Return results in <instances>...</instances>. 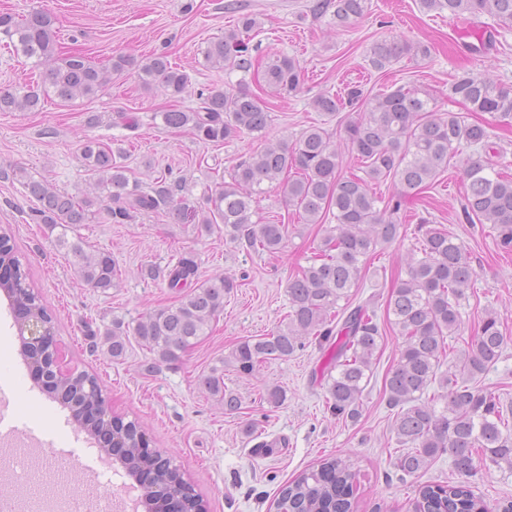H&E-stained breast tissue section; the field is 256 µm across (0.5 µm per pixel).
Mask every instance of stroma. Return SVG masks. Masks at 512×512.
Instances as JSON below:
<instances>
[{"instance_id": "35a3bbf8", "label": "stroma", "mask_w": 512, "mask_h": 512, "mask_svg": "<svg viewBox=\"0 0 512 512\" xmlns=\"http://www.w3.org/2000/svg\"><path fill=\"white\" fill-rule=\"evenodd\" d=\"M312 2L0 0V12L25 15L42 10L52 15L57 50L81 51L100 66L116 53L141 60L164 52L191 77L188 92L175 102L161 87H144L136 72L128 70L113 76L91 100L64 104L51 97L37 112H1L0 170L22 167L70 195H94L80 159L83 140L93 137L122 144L130 178L146 184L161 175L184 176L191 180L193 197H200L206 184L226 176L237 159L256 147V140L244 134L218 145L206 143L189 131L163 127L154 114L173 103L184 110L197 107L199 90L216 83L259 92L257 75L206 68L201 55L206 41L223 36L247 14L259 21L250 41L254 55L285 53L304 69L302 91L273 103L266 138L274 143L295 142L308 126L321 123L310 101L322 90L342 97L356 83L373 93L408 85L435 97L442 110L461 112L464 104L448 96L453 76L485 73L512 87V27H496L491 46L477 53L469 50L485 29L494 27L489 16L453 18L424 12L419 0H371L365 17L337 31L330 16H313ZM381 40L424 45L431 54L404 56L388 69L377 70L369 62L370 49ZM39 75L33 62L14 54L0 36V89L37 83ZM91 112L101 117L93 127L86 123ZM463 193L460 171L452 167L433 188L412 199L409 208L444 226L465 245L477 278L461 303V327L449 344L453 351L462 350L485 311H496L507 344L481 383L512 406V253L498 249L491 225L467 223ZM36 206L20 182L0 179V228L10 234L32 285L52 313L64 368L97 377L113 415L137 420L152 447L175 457L207 512H275L281 485L339 452L349 456L357 474L358 512H414L420 487L456 479L446 455L404 481L394 467L395 411L386 403L384 381L403 343L396 331H386L379 342L373 375L362 396V415L355 422L328 411L326 390L313 380L326 358L313 344L250 375L223 366L224 384L239 400L236 412H226L204 388L203 377L240 340L269 336L278 329L288 314V280L307 265L323 236L319 225L300 222L277 191L266 190L257 203L264 221L289 226L285 247L275 257L217 235L199 234L195 225L175 223L162 209L134 214L121 224L99 217L80 226L77 233L86 245L111 253L116 263L119 285L105 292L80 280L54 236L35 223ZM418 238L416 224L401 225L397 239L381 250L353 289L352 303L371 299L377 309H384L391 282L417 251ZM182 257L194 260L198 281L226 273L237 282L208 336L178 361L160 364L133 336L125 356L113 360L103 343L104 332L113 321L133 325L148 311L175 303L178 295L164 274ZM148 264L160 269L161 278L141 275V267ZM273 385L286 392L284 403L276 408L263 399ZM0 401L7 405L0 434L13 429L39 437L46 455L66 458L82 480L97 477L113 499H122L125 488L133 485L132 477L99 453L71 411L31 378L1 291ZM468 482L487 512H501L512 502V475L497 468L477 466Z\"/></svg>"}]
</instances>
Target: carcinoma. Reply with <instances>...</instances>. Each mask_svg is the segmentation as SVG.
<instances>
[{
  "mask_svg": "<svg viewBox=\"0 0 512 512\" xmlns=\"http://www.w3.org/2000/svg\"><path fill=\"white\" fill-rule=\"evenodd\" d=\"M421 8L461 17L486 14L497 24L512 26V0H419ZM371 0H315L310 12H332L336 27L344 28L371 10ZM257 21L239 18L224 36L207 42L204 62L212 68L244 74L259 67L270 93L285 97L300 92L304 81L300 62L274 53L255 61L249 47L250 32ZM0 34L16 53L34 60L43 69L42 82L21 89L0 90V112H38L45 99L54 96L64 103L91 99L105 88L110 71L136 69L146 86H162L172 99L188 89L186 70L158 54L135 62L125 55L112 58L111 69L90 63L79 51L60 56L55 50L52 17L35 11L21 18L0 14ZM404 41L382 40L371 48L370 64L382 70L413 50ZM426 56L429 48L419 46ZM348 102L358 113L344 127V141L362 175L342 174L344 154L322 126L304 130L293 146L263 143L236 162L229 180L205 186L200 198L191 201L187 179L155 178L148 190L130 180L122 148L114 149L96 139L81 144L85 172L100 194L77 198L61 192L25 170L13 171L27 193L38 202L36 223L49 232L61 229L57 245L72 258L80 279L106 292L118 286V270L108 252L90 250L81 237L68 233L101 213L120 223L132 211L168 210L181 224H195L198 232L224 236V241L255 252L275 254L284 248L288 225L262 223L256 218V195L262 186L274 188L286 205L295 208L304 224H324L325 234L308 266L288 280L287 322L259 339L236 344L225 362L243 374L262 363L284 360L303 349L310 340L327 344V363L320 373L328 397V410L338 417L358 419L362 395L370 382L373 357L385 329L376 319L375 303L368 300L350 307L351 289L359 286L377 247L393 243L403 222V202L435 184L455 161L460 164L465 194L462 212L470 224H490L498 232V247L512 251V175L496 169L498 153L486 126L460 112H442L435 99L419 96L399 86L375 94L348 88ZM450 98L470 112H487L512 121V90L488 75L465 73L450 86ZM200 106L189 111L170 108L156 113L164 126L185 129L201 141L220 143L243 134L262 135L268 126V101L250 91L212 86L199 92ZM312 105L331 122L342 102L325 91ZM469 153H464V150ZM391 180L396 192L388 200L376 196L373 186ZM421 257L406 260L404 275L397 276L386 300L387 324L403 338L397 363L385 378L388 406L398 409L392 432L405 451L396 458L401 479L413 477L437 457L448 454L462 480L446 485L427 484L419 489L417 512H484V504L465 478L475 462L512 474V430L499 396L477 385V377L495 365L507 343L497 312L489 310L466 348L448 362L446 338L460 328V301L473 288L476 271L467 249L447 230L429 226L419 218ZM0 253V289L10 298L11 312L38 314L47 322L52 315L39 299L10 237ZM193 260L181 259L167 274L168 287L179 292L176 303L155 309L133 328L115 321L104 333L112 359H121L127 338L133 334L157 354L160 363L173 362L195 347L210 323L224 311V297L236 287L230 275L194 283ZM344 305H339V302ZM447 370H442L443 365ZM224 368L213 367L202 384L224 401V410H238L237 397L224 390ZM96 377L85 372L50 373L43 390L58 398L74 414L95 398L90 387ZM439 383L441 392L426 399L429 386ZM442 406H437V403ZM86 429L105 454H117L130 476L145 462L142 432L137 421H120L112 427L102 420H86ZM184 475L167 465L156 467V483L180 485ZM277 509L288 512H357L356 472L350 460L338 454L321 460L283 485Z\"/></svg>",
  "mask_w": 512,
  "mask_h": 512,
  "instance_id": "cac0c4a2",
  "label": "carcinoma"
}]
</instances>
